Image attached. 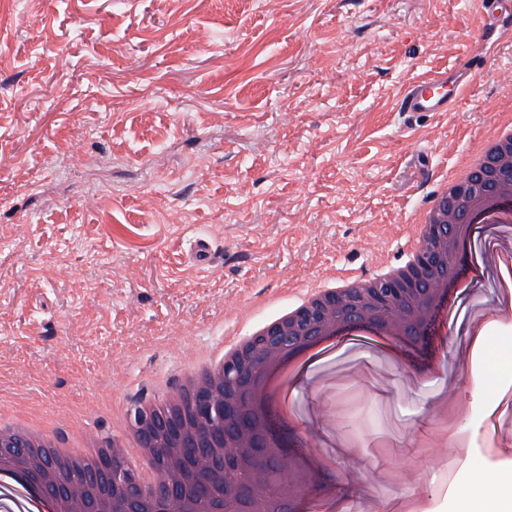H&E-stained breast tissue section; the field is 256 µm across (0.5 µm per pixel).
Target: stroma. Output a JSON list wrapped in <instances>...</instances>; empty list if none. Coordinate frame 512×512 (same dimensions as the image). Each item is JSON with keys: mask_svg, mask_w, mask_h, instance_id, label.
<instances>
[{"mask_svg": "<svg viewBox=\"0 0 512 512\" xmlns=\"http://www.w3.org/2000/svg\"><path fill=\"white\" fill-rule=\"evenodd\" d=\"M490 23L484 0H0V414L69 444L111 433L273 304L397 260L512 101V31L482 43ZM471 54L448 111L398 112L408 82ZM511 253L448 311L437 370L334 347L336 464H373L337 491L345 512H449L465 462L512 468V319L494 315ZM444 421L466 461L419 446Z\"/></svg>", "mask_w": 512, "mask_h": 512, "instance_id": "1", "label": "stroma"}]
</instances>
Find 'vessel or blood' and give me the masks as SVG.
<instances>
[{
  "mask_svg": "<svg viewBox=\"0 0 512 512\" xmlns=\"http://www.w3.org/2000/svg\"><path fill=\"white\" fill-rule=\"evenodd\" d=\"M475 57L461 59L453 67L434 72L425 80L409 83L399 102V111L409 114L444 112L473 80Z\"/></svg>",
  "mask_w": 512,
  "mask_h": 512,
  "instance_id": "obj_1",
  "label": "vessel or blood"
}]
</instances>
